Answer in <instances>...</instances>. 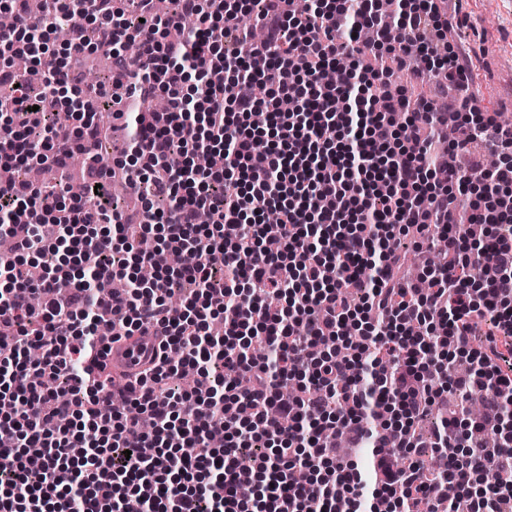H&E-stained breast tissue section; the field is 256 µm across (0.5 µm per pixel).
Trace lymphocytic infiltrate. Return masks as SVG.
<instances>
[{"mask_svg":"<svg viewBox=\"0 0 512 512\" xmlns=\"http://www.w3.org/2000/svg\"><path fill=\"white\" fill-rule=\"evenodd\" d=\"M0 31V163L36 161L53 186L0 181V512H502L512 483V124L470 92L472 59L429 54L443 36L437 0H45ZM196 26L179 41L170 28ZM66 22L67 56L48 42ZM221 29L232 50L213 37ZM226 40V41H227ZM32 44L26 82L13 48ZM97 54L112 60L110 97L130 129L124 158L105 159L98 122L54 124L58 86ZM435 80L440 99L396 85ZM270 90L259 100L256 84ZM162 96L161 112L141 105ZM268 114L265 128L253 112ZM42 134L31 138L32 120ZM456 137L442 145L440 133ZM98 178L70 197L76 151ZM222 154L220 169L198 165ZM497 165H489V154ZM121 170L142 201L137 222L96 181ZM277 211L282 248L264 244ZM155 234L157 252L140 250ZM447 239L431 286L403 285L400 237ZM191 250L195 263L158 265ZM156 277L139 281L146 265ZM358 282L362 303L345 285ZM193 295L169 298L183 285ZM480 348L470 340L485 318ZM162 336L136 382L102 358L109 336ZM193 373V389L172 380ZM481 398L471 415L465 396ZM122 409H113V401ZM449 404L428 437L414 423ZM224 445L213 448L214 428ZM370 449L364 466L334 441ZM447 457L426 468L420 448ZM40 467L30 472L28 457ZM252 474L240 480L242 468Z\"/></svg>","mask_w":512,"mask_h":512,"instance_id":"obj_1","label":"lymphocytic infiltrate"}]
</instances>
